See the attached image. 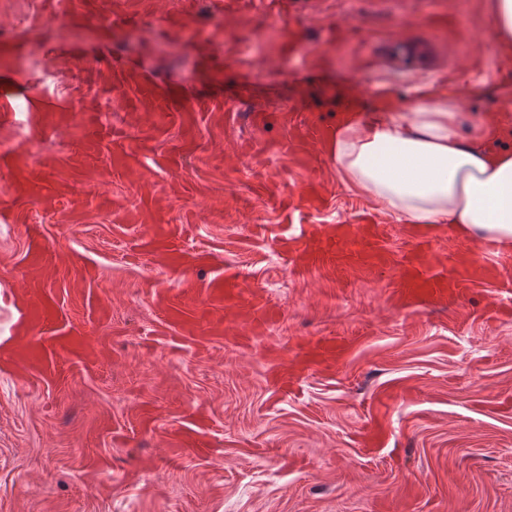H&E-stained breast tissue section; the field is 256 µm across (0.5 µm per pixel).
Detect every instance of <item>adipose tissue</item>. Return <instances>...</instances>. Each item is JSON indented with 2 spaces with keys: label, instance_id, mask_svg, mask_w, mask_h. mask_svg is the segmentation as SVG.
<instances>
[{
  "label": "adipose tissue",
  "instance_id": "obj_1",
  "mask_svg": "<svg viewBox=\"0 0 512 512\" xmlns=\"http://www.w3.org/2000/svg\"><path fill=\"white\" fill-rule=\"evenodd\" d=\"M331 152L341 181L404 223L512 253V115L468 119L444 100L353 115Z\"/></svg>",
  "mask_w": 512,
  "mask_h": 512
}]
</instances>
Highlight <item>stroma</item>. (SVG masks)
<instances>
[{"mask_svg": "<svg viewBox=\"0 0 512 512\" xmlns=\"http://www.w3.org/2000/svg\"><path fill=\"white\" fill-rule=\"evenodd\" d=\"M494 2L0 0V512H512V293L402 309L392 267L259 233L378 222L400 259L309 132L512 113ZM321 338L345 357L281 394Z\"/></svg>", "mask_w": 512, "mask_h": 512, "instance_id": "1", "label": "stroma"}]
</instances>
